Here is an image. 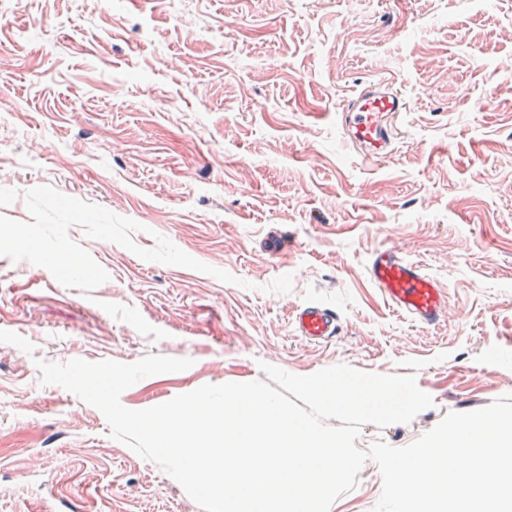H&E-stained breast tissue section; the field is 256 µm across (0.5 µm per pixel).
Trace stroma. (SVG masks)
Instances as JSON below:
<instances>
[{
	"mask_svg": "<svg viewBox=\"0 0 512 512\" xmlns=\"http://www.w3.org/2000/svg\"><path fill=\"white\" fill-rule=\"evenodd\" d=\"M381 76L410 110L393 155L369 162L336 112ZM44 185L237 281L77 228L109 274L92 294L0 256V512H203L99 410L42 385L40 360L193 359L124 391L132 410L262 379L263 361L414 375L433 407L363 425L362 450L512 394V0H0V187ZM381 245L446 285L445 322L419 326L369 286ZM287 274L291 293L268 292ZM308 303L336 310V338L294 331ZM358 479L330 512H372L378 465Z\"/></svg>",
	"mask_w": 512,
	"mask_h": 512,
	"instance_id": "1",
	"label": "stroma"
}]
</instances>
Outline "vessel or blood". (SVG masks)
<instances>
[{"instance_id": "vessel-or-blood-1", "label": "vessel or blood", "mask_w": 512, "mask_h": 512, "mask_svg": "<svg viewBox=\"0 0 512 512\" xmlns=\"http://www.w3.org/2000/svg\"><path fill=\"white\" fill-rule=\"evenodd\" d=\"M409 103L388 78L367 82L349 97L336 114L343 134L364 158L380 160L394 150V136ZM367 279L380 296L401 315L423 327H433L448 315V290L417 262L392 246L373 250ZM293 325L300 336L319 342L338 335L337 312L320 304L299 307Z\"/></svg>"}]
</instances>
